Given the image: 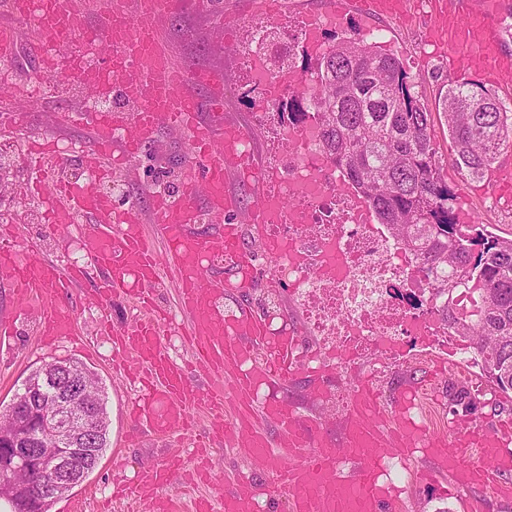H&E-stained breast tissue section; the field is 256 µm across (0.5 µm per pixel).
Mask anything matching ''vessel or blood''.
<instances>
[{"mask_svg": "<svg viewBox=\"0 0 512 512\" xmlns=\"http://www.w3.org/2000/svg\"><path fill=\"white\" fill-rule=\"evenodd\" d=\"M429 42L447 55L450 65L477 71L502 91L512 90V48L505 44L501 19L504 0H428ZM181 0H8L10 21H0V61L28 52L41 77L56 78L55 89L68 83L98 101L90 109V148L84 161L93 177L105 178L114 166L138 155L160 126L190 137L191 154L182 193L156 195L152 222L165 243L157 253L144 220L135 207L117 208L111 196L68 178L69 157L50 153L46 141L29 143L28 160L49 159L52 180L40 183L49 199L47 224L67 227L86 220L93 229L84 248L89 267H63L35 245L23 248L0 242V281L13 290V320L36 314L39 332L50 339L78 336L74 307L65 289L86 279L89 270L104 276L99 303L113 295L135 297L144 311L134 326L121 330L117 366L129 376L145 375L148 388L134 405L135 419L152 433L186 437L191 413L206 404L212 416L207 432L197 439L193 465L203 482H211L203 456L212 444L238 449L252 463L271 472L274 491L290 503L291 512H398L392 491L379 480L388 457H409L416 440L461 492L489 485L504 502L512 501V433L499 427L472 424L455 427L450 436L426 432L408 419L411 399L401 395L395 407L382 402L369 381L350 390V404L339 436L317 433L313 424L282 400L255 404L259 387L283 377L293 365L294 339L272 342L274 353L259 357L267 340L265 323L248 309L224 310V293L250 284L253 265L241 245V227L232 216L238 200L228 174L243 171L260 186L248 222L259 232L266 253L288 257L281 236L269 222H296L273 169L255 163L242 144L246 131L224 123L223 73L177 66L160 32L163 17ZM413 0H326L328 14L342 16L348 8L373 18H407ZM92 11L98 24L80 32L81 18ZM195 87L214 89L207 100L195 98ZM204 197L207 213L223 219L220 235L192 232L197 223L196 197ZM224 258L223 283H205V263ZM173 273L179 307L189 321L187 336L192 366L173 361L163 344L168 319L153 303L164 270ZM204 370V387L193 385L191 368ZM234 402L233 422H225L224 405ZM275 424L271 439L267 424ZM182 468L170 460L150 467L128 488L134 499L150 503L154 512H183L179 497H158ZM194 512H261L250 481L235 483L231 492L197 499Z\"/></svg>", "mask_w": 512, "mask_h": 512, "instance_id": "vessel-or-blood-1", "label": "vessel or blood"}]
</instances>
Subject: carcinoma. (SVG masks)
I'll return each instance as SVG.
<instances>
[{
	"label": "carcinoma",
	"mask_w": 512,
	"mask_h": 512,
	"mask_svg": "<svg viewBox=\"0 0 512 512\" xmlns=\"http://www.w3.org/2000/svg\"><path fill=\"white\" fill-rule=\"evenodd\" d=\"M305 80L281 109L292 121L316 120L324 153L421 271L455 270L433 280L441 320L498 389L512 390V239L459 221L440 174L432 113L401 61L355 31L334 39ZM444 116L456 166L472 178L512 146V112L483 86H448Z\"/></svg>",
	"instance_id": "obj_1"
}]
</instances>
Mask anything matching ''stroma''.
<instances>
[{"label": "stroma", "instance_id": "1", "mask_svg": "<svg viewBox=\"0 0 512 512\" xmlns=\"http://www.w3.org/2000/svg\"><path fill=\"white\" fill-rule=\"evenodd\" d=\"M224 12L208 10L191 4L182 11L166 16L160 23L163 39L175 60L188 66H205L225 72L223 85L224 119L231 126L246 130L250 135L251 152L255 159L274 166L286 154L287 121L281 120L276 108L268 106L263 90L253 88L252 71L255 59L250 45L257 30L276 32L299 31L305 17L320 8L321 0H277L274 13L267 14L251 7L248 0H223ZM374 32L384 52L399 57L412 76L417 77L418 95L434 117L432 135L443 168V174L456 193L455 209L465 221L486 224L497 236L512 238V200L493 196L491 179H470L456 168L454 146L448 136V125L442 110V98L451 83L467 82L485 85L478 73H463L445 66L427 44V29L422 22L378 17H361L347 10L338 27L329 30V37H342L353 28ZM81 97L70 94L68 99H37L23 111H15L7 96L0 95V116L9 115L19 133L50 134L57 144L69 145L88 138L85 119L73 116L62 129H55V114L63 105L78 108ZM189 158L187 134L160 128L145 146L137 160L118 171L106 183L107 191H115L135 202L143 217H150L154 199L152 190L178 195L181 190L182 166ZM22 198L0 202V225L15 226L16 245L38 244L45 255L64 266H83L87 256L83 236L88 227L73 224L65 232L56 233L43 222V205L26 197L27 172L21 163L11 164ZM101 285L98 275L69 289L67 297L76 310L82 330L80 340L61 338L47 345L39 344L35 319L14 322L11 336L0 342V411L6 410L26 378L43 364L55 361H76L98 378L107 401L110 420L109 446L98 466L83 484L58 500L50 512H101L109 505L110 512H150L148 504L131 499L112 497L115 486L133 483L143 468L161 463L170 453L168 447L151 437L139 434L129 415L131 388L112 371L113 340L103 331L104 324L126 328L140 312L123 297L112 298L107 305L96 301ZM441 359L432 358L418 364L405 359L396 361L372 353L368 364L353 367L343 373L344 385H352L365 377L375 383L389 400L423 380L437 387L435 396L421 400V407L431 410L435 429L471 422L508 423L512 421V390H499L486 377L469 383L452 380L440 369ZM317 356H308L303 367L288 378L262 386L260 400L288 399L299 415L313 421L320 432L339 435L343 417L322 393L321 377L311 376L318 367ZM214 485H203L198 495L209 496L214 488L230 489L242 476H254V491L265 512H288L284 502L273 492L271 475L254 472L250 460L233 450L218 446L209 451ZM406 464L412 472L409 483L399 485L395 493L402 501L403 512H512V505H499L482 496L461 497L448 486L447 478L431 479L435 463L423 450H415Z\"/></svg>", "mask_w": 512, "mask_h": 512}]
</instances>
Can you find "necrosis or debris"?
I'll list each match as a JSON object with an SVG mask.
<instances>
[{"instance_id": "obj_1", "label": "necrosis or debris", "mask_w": 512, "mask_h": 512, "mask_svg": "<svg viewBox=\"0 0 512 512\" xmlns=\"http://www.w3.org/2000/svg\"><path fill=\"white\" fill-rule=\"evenodd\" d=\"M302 147L284 155L275 171L292 208L301 213L297 256L267 274L256 257L255 280L273 333H285L274 292L287 284L288 299L305 329L302 347L328 360L359 363L371 350L402 357L412 348L449 352L450 332L438 316L439 301L415 257L387 225L371 221L358 194H335V165L320 146L317 124L289 123Z\"/></svg>"}]
</instances>
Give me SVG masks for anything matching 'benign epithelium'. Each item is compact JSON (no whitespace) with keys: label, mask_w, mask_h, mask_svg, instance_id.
Masks as SVG:
<instances>
[{"label":"benign epithelium","mask_w":512,"mask_h":512,"mask_svg":"<svg viewBox=\"0 0 512 512\" xmlns=\"http://www.w3.org/2000/svg\"><path fill=\"white\" fill-rule=\"evenodd\" d=\"M66 374L59 363L44 365L36 376L28 377L5 414L11 428L0 433V478L13 480L20 474L38 476L47 471L64 481L68 489L86 479L82 460L89 449L80 447L101 434L108 419L101 405L82 402L79 385L62 386ZM60 388V398L50 412L41 409L44 392ZM25 493L23 512H38L44 498H62L58 483L13 485Z\"/></svg>","instance_id":"benign-epithelium-1"}]
</instances>
